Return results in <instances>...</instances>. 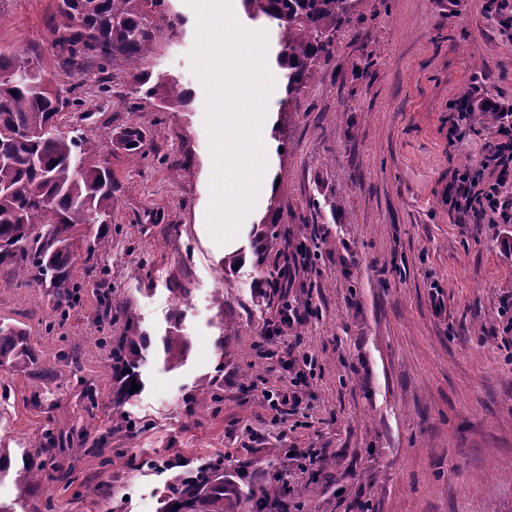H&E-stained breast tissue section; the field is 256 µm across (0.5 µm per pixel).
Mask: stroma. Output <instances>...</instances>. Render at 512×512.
Masks as SVG:
<instances>
[{
    "instance_id": "obj_1",
    "label": "stroma",
    "mask_w": 512,
    "mask_h": 512,
    "mask_svg": "<svg viewBox=\"0 0 512 512\" xmlns=\"http://www.w3.org/2000/svg\"><path fill=\"white\" fill-rule=\"evenodd\" d=\"M488 0H361L337 51L274 127L280 180L241 225L235 254L207 225L214 166L206 88L192 67L187 0L143 4L147 67L191 94L163 106L120 58L63 65L57 0H0V55L35 63L69 99L59 130L101 143L112 225L97 246L109 273L56 310L46 288L0 269V322L36 365L0 367V448L12 468L45 434L51 478L16 512H160L198 459L248 486L282 471L267 512H512V223H463L448 180L477 163L493 128L475 110L459 140L449 106L468 95L512 107V28ZM138 127L146 152L114 145ZM275 230L265 253L257 239ZM287 249L294 276L266 278ZM119 313L103 319L99 292ZM294 310L300 322L286 325ZM147 338L140 390L121 400L112 350ZM184 337L167 367L162 339ZM221 401L192 413L197 385ZM294 387L272 410L267 395Z\"/></svg>"
}]
</instances>
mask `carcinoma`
<instances>
[{"label": "carcinoma", "mask_w": 512, "mask_h": 512, "mask_svg": "<svg viewBox=\"0 0 512 512\" xmlns=\"http://www.w3.org/2000/svg\"><path fill=\"white\" fill-rule=\"evenodd\" d=\"M55 32L60 55L70 67L86 58L111 60L123 56L139 72L136 83L144 94L163 104H186L190 93L175 79L153 78L142 68L150 56L153 35L137 0H62ZM245 11L277 21L279 66L286 70L288 99L316 77L321 63L336 50V31L349 22L361 0H242ZM18 63L0 56V152L13 161L0 164V268H8L26 280L49 282L58 307H70L80 289L90 285L99 267L95 250L86 256L72 254L73 239L84 226L96 228L102 239L112 223V170L102 159L99 143L59 132V119L69 100L24 82L8 79ZM21 128L41 135L19 138ZM117 139L132 157L144 148L141 131L129 126ZM82 263V280L76 279V264ZM166 363H180L185 342L181 336L163 338ZM143 337L126 336L112 350V370L123 376L127 394L137 379L135 369L142 360ZM22 361L36 364L27 339L11 326L0 325V366ZM218 394L212 385L197 388L191 396L193 408L209 410ZM46 462L27 455L13 474L24 493L34 492L45 476ZM288 493L282 477L257 489L243 488L221 461L210 460L166 489L164 512H250L249 503L277 504Z\"/></svg>", "instance_id": "carcinoma-1"}]
</instances>
